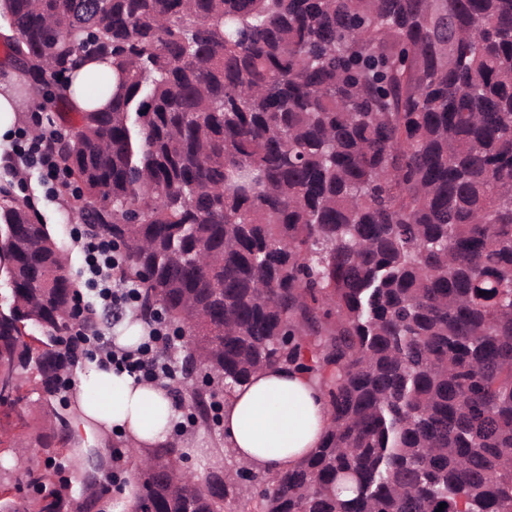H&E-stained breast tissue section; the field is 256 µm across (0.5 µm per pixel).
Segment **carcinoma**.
Instances as JSON below:
<instances>
[{"mask_svg":"<svg viewBox=\"0 0 512 512\" xmlns=\"http://www.w3.org/2000/svg\"><path fill=\"white\" fill-rule=\"evenodd\" d=\"M0 22L57 86L77 219L125 240L138 318L184 328L198 419L272 365L325 396L319 448L253 477L263 512H512V0H0ZM87 59L116 82L89 74L108 104L72 117ZM0 240L7 371L52 396L75 282L10 183ZM53 418L48 452L74 441ZM172 451L130 450L144 512L243 493L231 450L202 479ZM25 473L10 512H62L41 462ZM104 69L112 74V66L107 63L87 62L83 67L70 74L71 94L70 101L74 109L87 110L96 106H101L104 103H92L82 94V85L85 76L89 71Z\"/></svg>","mask_w":512,"mask_h":512,"instance_id":"carcinoma-1","label":"carcinoma"}]
</instances>
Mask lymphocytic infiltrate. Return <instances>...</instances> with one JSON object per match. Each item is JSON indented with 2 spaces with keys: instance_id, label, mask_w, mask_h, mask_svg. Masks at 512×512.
I'll use <instances>...</instances> for the list:
<instances>
[{
  "instance_id": "f902f5d3",
  "label": "lymphocytic infiltrate",
  "mask_w": 512,
  "mask_h": 512,
  "mask_svg": "<svg viewBox=\"0 0 512 512\" xmlns=\"http://www.w3.org/2000/svg\"><path fill=\"white\" fill-rule=\"evenodd\" d=\"M21 164L36 170L49 190L64 188L68 176L58 157L41 140H30L14 149ZM86 254L87 283L96 293L95 301L85 302L79 309L81 319L75 326V343L91 352L99 367L128 373L138 380L153 383L171 382L178 371L167 352L173 339L162 324H154L147 338L137 347L121 348L89 327L98 308L120 310L134 302L138 287L120 275L121 262L110 240L87 238L83 244Z\"/></svg>"
}]
</instances>
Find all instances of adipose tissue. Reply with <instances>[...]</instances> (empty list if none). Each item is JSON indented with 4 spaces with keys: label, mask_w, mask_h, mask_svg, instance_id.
<instances>
[{
    "label": "adipose tissue",
    "mask_w": 512,
    "mask_h": 512,
    "mask_svg": "<svg viewBox=\"0 0 512 512\" xmlns=\"http://www.w3.org/2000/svg\"><path fill=\"white\" fill-rule=\"evenodd\" d=\"M76 427L103 445L118 435L129 446L176 443L178 408L166 388L98 366L82 375L73 397ZM329 408L309 376L265 367L236 386L224 406V442L237 460L274 474L296 466L318 447Z\"/></svg>",
    "instance_id": "obj_1"
}]
</instances>
